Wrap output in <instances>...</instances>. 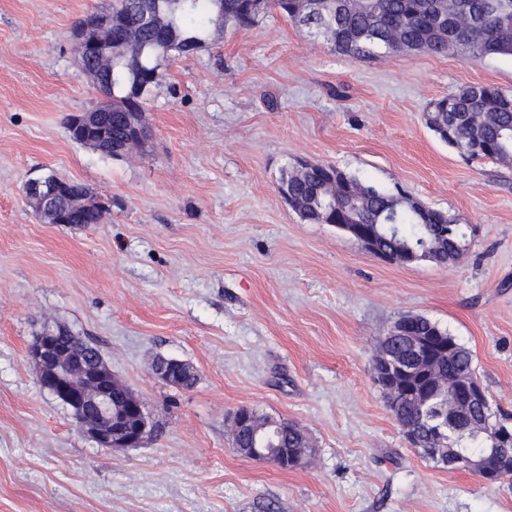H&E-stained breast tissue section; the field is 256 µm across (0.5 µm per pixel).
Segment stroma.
Instances as JSON below:
<instances>
[{
	"label": "stroma",
	"instance_id": "stroma-1",
	"mask_svg": "<svg viewBox=\"0 0 512 512\" xmlns=\"http://www.w3.org/2000/svg\"><path fill=\"white\" fill-rule=\"evenodd\" d=\"M112 0H0V512H512L411 448L375 382L380 336L422 315L469 348L512 425V161L466 160L426 126L435 99L490 83L512 57L332 52L274 14L161 62L149 136L121 158L65 128L101 94L76 21ZM330 164L408 191L467 228L455 265H400L281 198L284 170ZM105 203L98 224H47L24 184L47 174ZM48 327L98 343L154 437L97 447L36 383ZM186 361L194 387L152 371ZM240 408L298 424L303 467L238 454Z\"/></svg>",
	"mask_w": 512,
	"mask_h": 512
}]
</instances>
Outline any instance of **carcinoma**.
<instances>
[{
  "mask_svg": "<svg viewBox=\"0 0 512 512\" xmlns=\"http://www.w3.org/2000/svg\"><path fill=\"white\" fill-rule=\"evenodd\" d=\"M315 14L303 0H114L115 26L132 34L113 44L114 60L78 56L115 113L142 112L141 95L156 84L159 54L189 55L228 27L255 25L277 11L304 27L333 51L353 58L389 51H425L436 55L460 47L474 58L512 55V0H319ZM438 139L466 158L512 159V92L492 84L466 86L433 102L424 116ZM288 197L307 224L356 221L369 225L378 251L388 254L427 248L435 264L448 266V244H466L467 232L441 210L421 223L413 205L331 165L285 172ZM63 350L79 349L87 366L103 361L92 342L62 331ZM406 360L411 373L401 377L409 394L392 410L398 423L423 442L480 454L490 438L468 427L481 411L465 406L451 391L421 396L427 375L449 383L473 375L470 350L438 323L419 317L413 335L383 337L375 358ZM268 447L305 453L303 431L282 423L268 429Z\"/></svg>",
  "mask_w": 512,
  "mask_h": 512,
  "instance_id": "1",
  "label": "carcinoma"
}]
</instances>
